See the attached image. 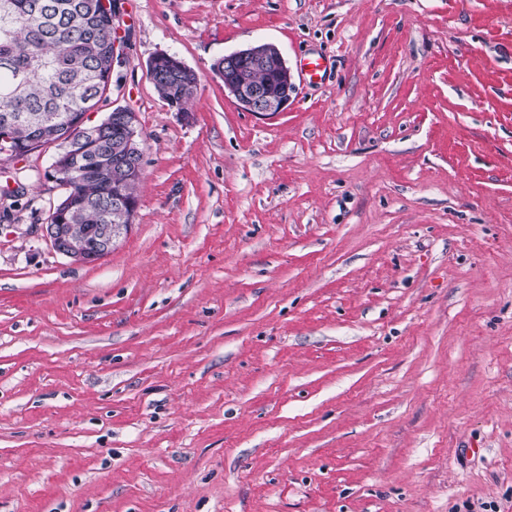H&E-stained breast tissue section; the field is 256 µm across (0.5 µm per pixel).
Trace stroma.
<instances>
[{
	"label": "stroma",
	"instance_id": "35a3bbf8",
	"mask_svg": "<svg viewBox=\"0 0 512 512\" xmlns=\"http://www.w3.org/2000/svg\"><path fill=\"white\" fill-rule=\"evenodd\" d=\"M121 4L128 232L58 254L56 146L0 158V512H512V0ZM265 41L271 116L211 71ZM152 65L148 69L150 79L159 95L168 103L170 107L174 105L185 111V106L193 98L198 84V75L192 70L173 71L167 64L157 65L153 71V67L162 61H169L175 65L182 63L174 55L160 53L151 59ZM299 67L306 82L317 83L325 78L328 64L322 56L304 55L300 58Z\"/></svg>",
	"mask_w": 512,
	"mask_h": 512
}]
</instances>
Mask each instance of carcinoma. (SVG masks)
<instances>
[{
  "mask_svg": "<svg viewBox=\"0 0 512 512\" xmlns=\"http://www.w3.org/2000/svg\"><path fill=\"white\" fill-rule=\"evenodd\" d=\"M114 0H0V126L10 140L0 155L15 161L53 143L88 112L106 101L111 78ZM153 84L169 106L193 98L198 75L161 64ZM99 130L73 140L56 157L46 176L66 188L51 223L70 225L84 237L96 226L130 224L134 214L112 206L119 188L139 197L141 168L128 158L126 129L118 112H109Z\"/></svg>",
  "mask_w": 512,
  "mask_h": 512,
  "instance_id": "cac0c4a2",
  "label": "carcinoma"
}]
</instances>
